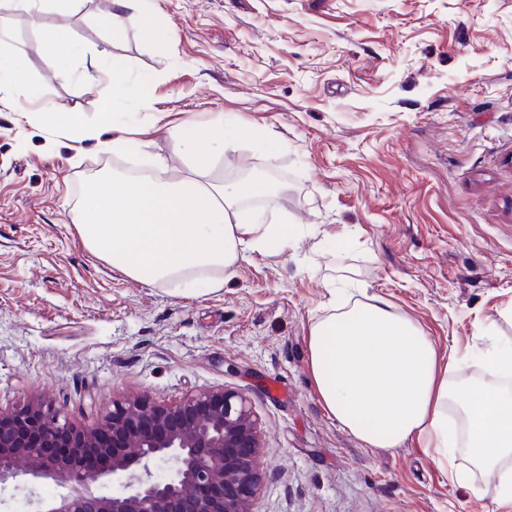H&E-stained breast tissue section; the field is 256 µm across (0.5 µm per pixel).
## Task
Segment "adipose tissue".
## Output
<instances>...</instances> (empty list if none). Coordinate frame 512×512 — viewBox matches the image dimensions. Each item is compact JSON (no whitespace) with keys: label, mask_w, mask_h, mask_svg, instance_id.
Here are the masks:
<instances>
[{"label":"adipose tissue","mask_w":512,"mask_h":512,"mask_svg":"<svg viewBox=\"0 0 512 512\" xmlns=\"http://www.w3.org/2000/svg\"><path fill=\"white\" fill-rule=\"evenodd\" d=\"M156 0H112L97 22L112 40L124 37L132 22L145 35L165 37ZM43 48L59 76L81 67L86 83L106 76L114 98L103 99L94 121L79 112L58 115L32 108L39 89L26 57L0 49V100L16 101L19 122L43 127L54 138L92 141L104 154L144 152L137 129L115 134V97L145 100L146 84L131 80L121 60L92 51L77 65L78 51L56 34ZM186 170L171 173L164 161L138 175L98 179L71 221L86 246L128 277L146 284L197 280L221 288L224 271L250 252H271L300 241L288 222L265 223L246 209L251 200L269 197L259 178L227 185L211 177L224 155V127L186 119L172 129ZM310 372L319 399L330 416L367 448H398L414 442L457 482L466 477L455 468V450L469 448L481 469L499 471L498 498L512 505V389L454 381L456 358L442 360L429 336L389 300L346 297L335 313L314 322L308 336ZM456 405L463 427L448 423Z\"/></svg>","instance_id":"1"}]
</instances>
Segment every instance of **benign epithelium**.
<instances>
[{
    "mask_svg": "<svg viewBox=\"0 0 512 512\" xmlns=\"http://www.w3.org/2000/svg\"><path fill=\"white\" fill-rule=\"evenodd\" d=\"M62 444L61 457L47 452ZM260 425L242 394L224 388L172 404L112 398L92 427L39 402L0 408V490L52 482L64 493L37 512H252L262 486ZM114 485L118 491L105 494Z\"/></svg>",
    "mask_w": 512,
    "mask_h": 512,
    "instance_id": "obj_1",
    "label": "benign epithelium"
}]
</instances>
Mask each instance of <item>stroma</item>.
<instances>
[{"label":"stroma","mask_w":512,"mask_h":512,"mask_svg":"<svg viewBox=\"0 0 512 512\" xmlns=\"http://www.w3.org/2000/svg\"><path fill=\"white\" fill-rule=\"evenodd\" d=\"M169 38L110 40V0L8 15L40 105L93 121L107 82L55 76L41 33L104 50L148 101L147 154L184 168L168 125L224 123L213 178L275 172L267 219L304 236L251 252L222 288L146 285L84 245L71 221L102 173L145 166L93 142L20 127L0 102V407L41 400L78 426L118 395L174 401L244 394L262 430L253 512H512L466 449L457 485L414 443L366 448L324 409L309 373L311 324L350 273L391 300L476 381L472 355L512 344V0H158Z\"/></svg>","instance_id":"obj_1"}]
</instances>
